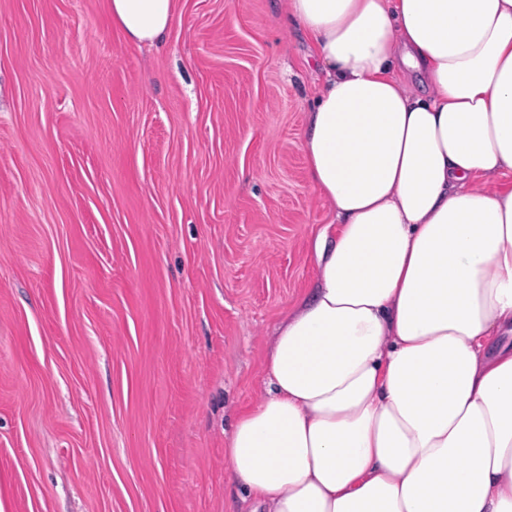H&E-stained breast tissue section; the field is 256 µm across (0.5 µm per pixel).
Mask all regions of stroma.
<instances>
[{"label":"stroma","mask_w":512,"mask_h":512,"mask_svg":"<svg viewBox=\"0 0 512 512\" xmlns=\"http://www.w3.org/2000/svg\"><path fill=\"white\" fill-rule=\"evenodd\" d=\"M283 0H0V512H241L224 464L331 214ZM176 0H107L112 24L132 45L154 44L168 34Z\"/></svg>","instance_id":"1"}]
</instances>
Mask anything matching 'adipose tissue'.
<instances>
[{
  "label": "adipose tissue",
  "instance_id": "ef3b65f1",
  "mask_svg": "<svg viewBox=\"0 0 512 512\" xmlns=\"http://www.w3.org/2000/svg\"><path fill=\"white\" fill-rule=\"evenodd\" d=\"M176 0H107L133 45ZM337 228L224 446L253 512H512V0H286Z\"/></svg>",
  "mask_w": 512,
  "mask_h": 512
}]
</instances>
